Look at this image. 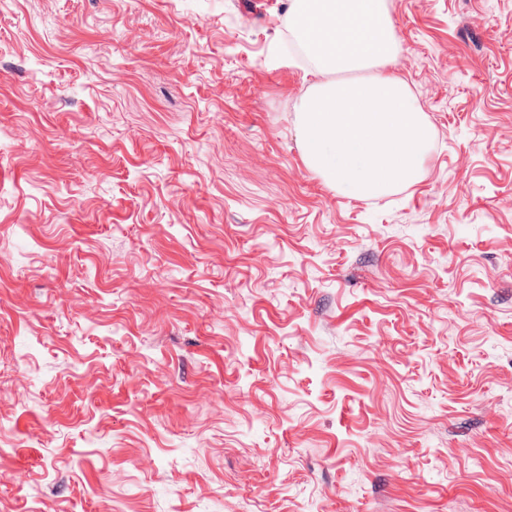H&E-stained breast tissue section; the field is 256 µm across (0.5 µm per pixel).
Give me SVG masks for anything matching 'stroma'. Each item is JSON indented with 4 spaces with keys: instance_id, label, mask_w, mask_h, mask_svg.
I'll return each instance as SVG.
<instances>
[{
    "instance_id": "stroma-1",
    "label": "stroma",
    "mask_w": 512,
    "mask_h": 512,
    "mask_svg": "<svg viewBox=\"0 0 512 512\" xmlns=\"http://www.w3.org/2000/svg\"><path fill=\"white\" fill-rule=\"evenodd\" d=\"M290 2L0 0V512H512V0H387L368 200Z\"/></svg>"
}]
</instances>
